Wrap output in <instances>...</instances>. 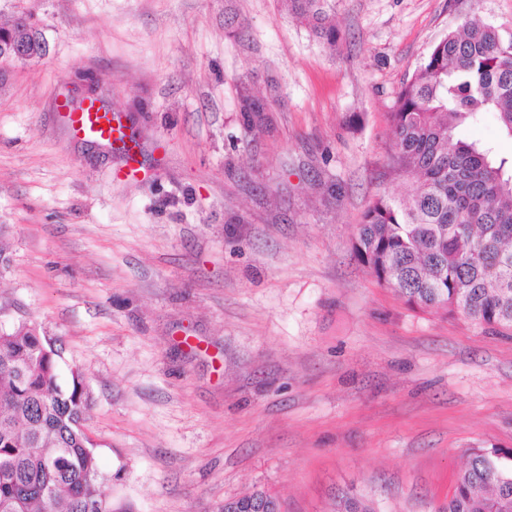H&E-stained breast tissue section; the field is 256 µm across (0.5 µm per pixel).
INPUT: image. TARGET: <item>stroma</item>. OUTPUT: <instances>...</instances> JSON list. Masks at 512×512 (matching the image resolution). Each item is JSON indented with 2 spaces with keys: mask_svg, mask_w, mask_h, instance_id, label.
<instances>
[{
  "mask_svg": "<svg viewBox=\"0 0 512 512\" xmlns=\"http://www.w3.org/2000/svg\"><path fill=\"white\" fill-rule=\"evenodd\" d=\"M42 58L0 65V329L79 367L116 512H438L472 447L512 449V337L408 305L352 252L388 114L469 18L512 0H332L329 47L285 0H0ZM75 93L141 147L77 138ZM264 99L248 127L242 94ZM454 137L512 154L492 115ZM239 512H269L273 511L269 506L279 503L278 498L264 490H254L242 497H236ZM234 498V499H236ZM280 506V503H279Z\"/></svg>",
  "mask_w": 512,
  "mask_h": 512,
  "instance_id": "obj_1",
  "label": "stroma"
}]
</instances>
